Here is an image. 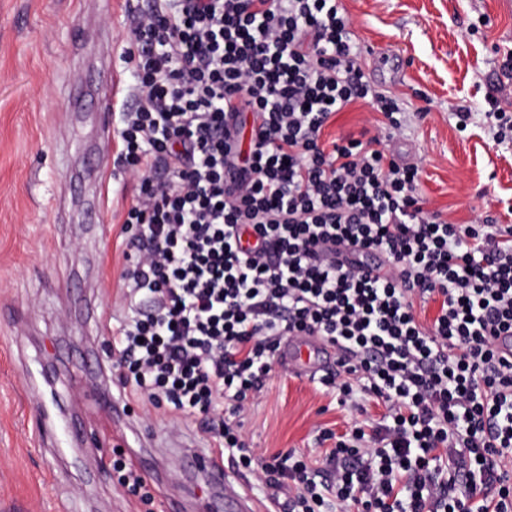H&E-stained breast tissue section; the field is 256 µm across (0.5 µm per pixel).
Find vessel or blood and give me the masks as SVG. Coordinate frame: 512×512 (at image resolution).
I'll return each mask as SVG.
<instances>
[{"instance_id":"1","label":"vessel or blood","mask_w":512,"mask_h":512,"mask_svg":"<svg viewBox=\"0 0 512 512\" xmlns=\"http://www.w3.org/2000/svg\"><path fill=\"white\" fill-rule=\"evenodd\" d=\"M280 364L298 375L313 379L328 372L344 360L343 352L317 336H290L281 341ZM186 456L203 471L208 488L224 491V503L233 512H262V504L249 492L245 482L216 455L200 449L187 451Z\"/></svg>"}]
</instances>
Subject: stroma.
<instances>
[{
  "label": "stroma",
  "mask_w": 512,
  "mask_h": 512,
  "mask_svg": "<svg viewBox=\"0 0 512 512\" xmlns=\"http://www.w3.org/2000/svg\"><path fill=\"white\" fill-rule=\"evenodd\" d=\"M149 0H0V512H159L179 498L186 512H214L217 498L169 457L172 443L205 447L204 434L172 431L164 414L109 408L116 389L105 366L106 316L126 267L117 214L136 181L106 161L85 175L101 114L95 101L68 110L78 79L107 62L125 71L131 12ZM361 44L399 55L403 75L382 81L383 60L359 63L405 114L397 143L420 163L419 193L448 222L512 225V143L495 144L483 123L490 98L512 112V82L498 87L494 46H512V13L498 0H343ZM473 122L458 130L455 113ZM109 186L107 220L92 209ZM339 407L320 385L274 366L244 423L255 458L315 456L317 437L343 435L380 417L376 399ZM152 458L168 482L155 505L129 496L112 470Z\"/></svg>",
  "instance_id": "35a3bbf8"
}]
</instances>
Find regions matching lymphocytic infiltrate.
Masks as SVG:
<instances>
[{"instance_id":"lymphocytic-infiltrate-1","label":"lymphocytic infiltrate","mask_w":512,"mask_h":512,"mask_svg":"<svg viewBox=\"0 0 512 512\" xmlns=\"http://www.w3.org/2000/svg\"><path fill=\"white\" fill-rule=\"evenodd\" d=\"M342 0H151L122 57L117 159L139 181L110 329L118 392L261 470L285 512H512V225L425 209L405 120L368 83ZM381 114L323 145L337 113ZM438 304L422 323L415 300ZM340 348V405L386 412L320 458L240 429L284 336Z\"/></svg>"}]
</instances>
